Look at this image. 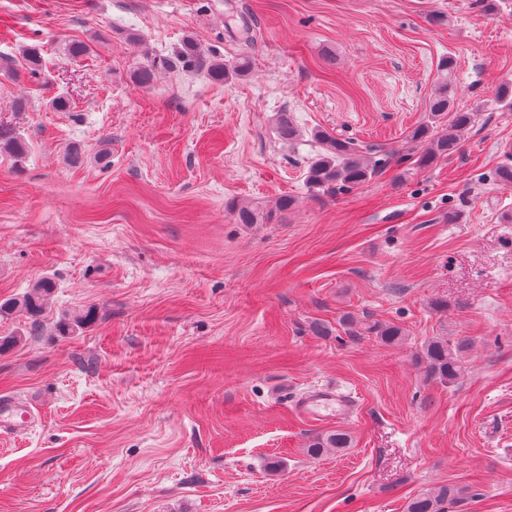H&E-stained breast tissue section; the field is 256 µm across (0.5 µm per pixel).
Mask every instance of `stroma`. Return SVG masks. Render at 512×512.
Masks as SVG:
<instances>
[{"label": "stroma", "mask_w": 512, "mask_h": 512, "mask_svg": "<svg viewBox=\"0 0 512 512\" xmlns=\"http://www.w3.org/2000/svg\"><path fill=\"white\" fill-rule=\"evenodd\" d=\"M187 37L249 53L252 73L134 81ZM72 40L92 54L69 57ZM446 55L455 107L479 118L422 168L406 137ZM507 80L512 0H0V123L29 146L19 168L0 153V301L56 285L40 334L0 316V397L34 401L31 427L0 438V512H405L443 486L448 512H512V186L491 178L512 147ZM315 128L407 158L322 195L304 181ZM285 195L296 206L262 224L227 209ZM376 321L404 339L381 343ZM439 336L470 344L450 386L416 363ZM323 385L353 394L351 418L297 415ZM338 430L348 448L309 455Z\"/></svg>", "instance_id": "obj_1"}]
</instances>
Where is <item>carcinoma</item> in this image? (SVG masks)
Masks as SVG:
<instances>
[{
  "label": "carcinoma",
  "instance_id": "cac0c4a2",
  "mask_svg": "<svg viewBox=\"0 0 512 512\" xmlns=\"http://www.w3.org/2000/svg\"><path fill=\"white\" fill-rule=\"evenodd\" d=\"M177 64L185 69L203 70L214 82L220 84L246 76L251 68V60L246 55L227 64L209 54L196 40L186 38L174 57L153 58L134 73V79L140 85L149 86L159 69ZM477 118L478 112L475 109H456L453 106V92L448 90V83H442L429 100L427 119L415 126L408 135L412 144L430 143L429 150L418 156L417 164L426 167L436 159L454 153ZM274 130L280 140L288 143L300 136L292 116L286 112L277 113ZM311 137L319 145V151L305 173V183L311 191L327 194L349 191L372 179L386 162L377 150L351 138L334 135L323 129L312 131ZM2 150L18 161L25 158L28 151L23 136L8 124H0V151ZM493 178L512 183V150L505 152V159L495 169ZM229 210L239 224H260L269 218V212L257 203L232 202ZM54 289L55 284L52 281L42 280L23 298L0 303V316L20 312L28 320L30 331L38 332L42 326L41 316ZM94 317V312L88 309L64 318L56 323V335L68 336L76 328L91 322ZM369 330L386 345H394L404 336L400 327L390 323H375ZM467 347L468 343L464 339L452 342L437 337L428 341L417 356V363L421 365L426 380L448 385L455 383L463 371V355ZM348 444L349 436L336 432L316 438L308 451L311 455L318 456L329 448L338 450ZM449 499L450 494L446 487L421 493L408 501L406 512H447Z\"/></svg>",
  "mask_w": 512,
  "mask_h": 512
}]
</instances>
